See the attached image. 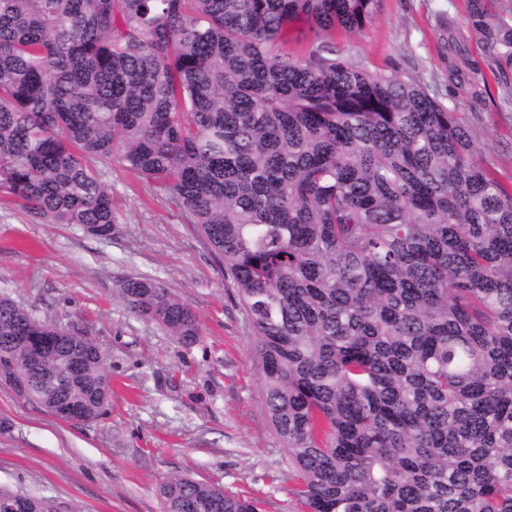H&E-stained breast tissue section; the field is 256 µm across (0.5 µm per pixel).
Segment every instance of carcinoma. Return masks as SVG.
Returning <instances> with one entry per match:
<instances>
[{
  "label": "carcinoma",
  "mask_w": 512,
  "mask_h": 512,
  "mask_svg": "<svg viewBox=\"0 0 512 512\" xmlns=\"http://www.w3.org/2000/svg\"><path fill=\"white\" fill-rule=\"evenodd\" d=\"M467 0L495 61L512 21ZM380 0H0V190L49 224L118 223L91 160L162 190L210 244L256 336L267 415L303 512H512V189L419 81L294 60L288 27L363 30ZM448 30V74L479 85ZM129 309L187 345L199 316L158 279ZM0 297L20 395L101 417L98 344ZM28 331L53 336L40 367ZM163 512H257L184 477ZM22 512H57L29 495Z\"/></svg>",
  "instance_id": "1"
}]
</instances>
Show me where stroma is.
Here are the masks:
<instances>
[{
    "label": "stroma",
    "mask_w": 512,
    "mask_h": 512,
    "mask_svg": "<svg viewBox=\"0 0 512 512\" xmlns=\"http://www.w3.org/2000/svg\"><path fill=\"white\" fill-rule=\"evenodd\" d=\"M489 85L474 98L448 80L443 20ZM337 56L426 85L474 136V159L512 185V67L468 26L466 0H381L360 33L336 32ZM118 222L110 238L32 219L0 193V297L37 320L91 336L108 357L112 395L96 422L46 413L0 384V488L51 498L59 512H161L158 486L187 476L300 512L298 475L267 417L255 336L209 243L153 183L100 165ZM162 281L199 315L187 346L132 313L120 284Z\"/></svg>",
    "instance_id": "stroma-1"
}]
</instances>
